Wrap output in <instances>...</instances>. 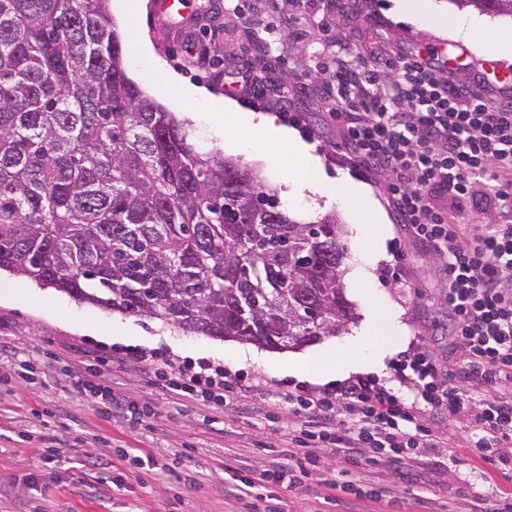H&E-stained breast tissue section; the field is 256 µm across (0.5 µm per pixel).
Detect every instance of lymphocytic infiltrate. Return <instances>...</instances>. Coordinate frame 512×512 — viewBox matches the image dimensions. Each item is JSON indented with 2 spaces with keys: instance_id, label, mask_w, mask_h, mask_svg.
<instances>
[{
  "instance_id": "lymphocytic-infiltrate-1",
  "label": "lymphocytic infiltrate",
  "mask_w": 512,
  "mask_h": 512,
  "mask_svg": "<svg viewBox=\"0 0 512 512\" xmlns=\"http://www.w3.org/2000/svg\"><path fill=\"white\" fill-rule=\"evenodd\" d=\"M391 66L394 81L384 86L373 71L337 64L333 114L347 151L363 172L387 181L402 224L447 272L450 334L464 359L457 371L441 369L421 342L393 364L399 393L370 377L321 394L304 386L262 391L296 418L293 442L330 439L346 459L382 455L402 474L413 449L441 443L422 425L433 413L468 416L482 459L512 446V400L486 392L512 383V224H478L466 237L436 205L446 197L474 207L480 184L500 205L512 202V105L491 107L427 61L399 56ZM134 359L183 398L225 407L248 390L239 375L206 363L181 365L159 352Z\"/></svg>"
}]
</instances>
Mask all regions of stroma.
Returning <instances> with one entry per match:
<instances>
[{
    "mask_svg": "<svg viewBox=\"0 0 512 512\" xmlns=\"http://www.w3.org/2000/svg\"><path fill=\"white\" fill-rule=\"evenodd\" d=\"M187 2L185 25L158 23L151 11L130 18V30L148 37L155 58L146 63L127 49V76L147 99L184 121L196 150L219 154L225 140L235 141L233 158L274 190L279 187L275 161L286 147L269 144L264 160H256L250 136L215 126L207 105L174 107L167 75L179 73L220 96L228 69L242 66L271 91L287 88L284 105L271 91L260 98L238 93L234 99L285 125L299 116L297 129L327 175H346L370 187L390 234L388 257L373 271L377 303L400 313L404 344L426 342L444 366L455 367L461 355L448 350V312L441 300L446 272L408 239L385 186L341 151V130L330 115L335 104L330 75L342 57L378 69L386 83L393 73L374 59V49L385 48L393 57L420 56L443 41L460 53L444 70L454 85L498 105L506 102L512 81L504 82L488 67L487 55L396 18L391 0H358L352 9L346 0H309L303 6L298 0ZM194 50L205 53V64L191 62ZM280 207L303 224L335 216L346 247L344 271L352 273L360 260L351 227L360 201L326 212L285 200ZM1 291L11 297L0 299V512H419L423 497L438 504V512H478L482 495L491 489L512 503V461L479 458L469 419L442 417L434 424L446 447L417 449L406 476H393L381 463L356 466L329 447H316L310 475L299 487L289 491L268 483L257 488L253 506H245L227 496V489L253 471L303 453L288 437L295 420L286 408L256 395L213 408L161 388L147 369L117 361L103 373L98 360L105 348L155 349L224 365L248 382L274 379L293 386L296 378L275 366L288 350L183 333L154 318L76 302L6 270L0 271ZM104 326L115 329V337L94 335V328ZM17 359L27 360L28 371L14 367ZM77 379L126 396L132 418L78 393ZM327 478L336 480V488L324 486ZM381 486L391 487L390 496L373 499L372 490Z\"/></svg>",
    "mask_w": 512,
    "mask_h": 512,
    "instance_id": "stroma-1",
    "label": "stroma"
}]
</instances>
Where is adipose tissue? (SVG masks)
I'll return each instance as SVG.
<instances>
[{"label": "adipose tissue", "mask_w": 512, "mask_h": 512, "mask_svg": "<svg viewBox=\"0 0 512 512\" xmlns=\"http://www.w3.org/2000/svg\"><path fill=\"white\" fill-rule=\"evenodd\" d=\"M436 0H393L392 10L403 21L423 27H438L451 31L457 38L477 41L494 51L512 52V30L503 31L485 26L476 14L459 13L452 16L437 13ZM211 100L216 119H231L250 134L256 144L276 141L286 144L296 167L290 168L281 179L284 193L291 198L308 200L312 206H331L346 199L362 202L363 213L354 225L363 251V264L353 273L355 281L368 284L376 264L385 254L386 215L370 190L349 178L328 180L318 156L299 134L279 124L274 115L243 110L220 98ZM405 328L395 312H387L383 322H368L361 334L342 345L332 361L318 363L309 369L306 362L291 361L287 368L293 373L311 376L317 381L383 366L388 355L402 342Z\"/></svg>", "instance_id": "1"}]
</instances>
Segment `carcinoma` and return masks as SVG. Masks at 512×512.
I'll return each instance as SVG.
<instances>
[{
	"mask_svg": "<svg viewBox=\"0 0 512 512\" xmlns=\"http://www.w3.org/2000/svg\"><path fill=\"white\" fill-rule=\"evenodd\" d=\"M107 2L0 0V269L202 336L338 335L355 313L336 219L300 224L197 152L126 76ZM450 2L512 19V0Z\"/></svg>",
	"mask_w": 512,
	"mask_h": 512,
	"instance_id": "cac0c4a2",
	"label": "carcinoma"
}]
</instances>
